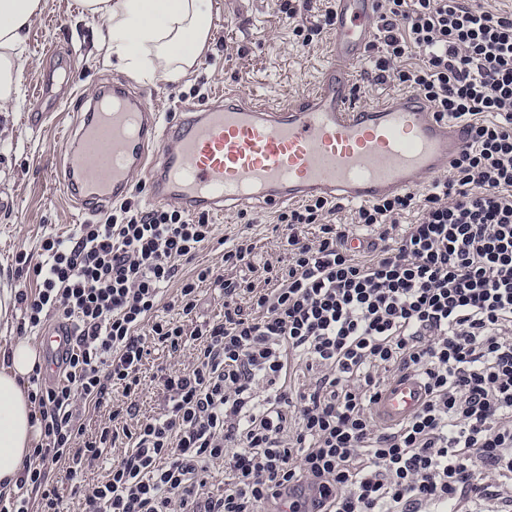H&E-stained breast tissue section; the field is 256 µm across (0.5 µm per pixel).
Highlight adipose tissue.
Instances as JSON below:
<instances>
[{
  "label": "adipose tissue",
  "instance_id": "adipose-tissue-1",
  "mask_svg": "<svg viewBox=\"0 0 512 512\" xmlns=\"http://www.w3.org/2000/svg\"><path fill=\"white\" fill-rule=\"evenodd\" d=\"M42 8L43 0H0V112L16 109L26 34ZM80 12L107 25L99 46L104 61L139 80L187 75L212 38L207 0H80ZM41 363L28 338L0 349V491L14 488L39 438L23 384Z\"/></svg>",
  "mask_w": 512,
  "mask_h": 512
}]
</instances>
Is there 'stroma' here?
<instances>
[{"label":"stroma","instance_id":"1","mask_svg":"<svg viewBox=\"0 0 512 512\" xmlns=\"http://www.w3.org/2000/svg\"><path fill=\"white\" fill-rule=\"evenodd\" d=\"M225 2L211 0L210 49L193 73L177 81L151 82L127 78L125 72L96 60L95 46L106 27L100 21L83 20L78 0H44V10L26 38L29 58L23 70L21 105L18 111L0 113V200L7 202L0 208V289L34 294L36 282L19 273L17 255L23 253L31 262H40L45 238L68 237L78 225L77 210L55 187L54 178L68 148L63 135L80 116V100L92 98L109 82L124 79L133 90L158 104L161 120L167 123L186 106L211 104L230 89L270 106L314 91L331 57V27H324L313 42L305 44L293 35L275 0H241L235 9L227 8ZM58 55L69 58L73 67L68 100L40 122H32L30 114L36 104L29 90L40 71ZM351 80L364 105L379 104L403 90L396 81L375 80L365 58L353 66ZM276 216L273 210L251 208L243 215L214 217L212 241L202 246L192 263L183 266L182 277L195 276L205 267L223 271L222 242L239 235L251 237L255 267L283 255L286 230L277 224ZM189 361V352L173 354L151 346L142 367L143 384L133 397L139 418L156 415L163 407L164 395L156 380L158 368L178 369Z\"/></svg>","mask_w":512,"mask_h":512}]
</instances>
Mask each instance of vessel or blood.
I'll return each instance as SVG.
<instances>
[{
  "instance_id": "obj_1",
  "label": "vessel or blood",
  "mask_w": 512,
  "mask_h": 512,
  "mask_svg": "<svg viewBox=\"0 0 512 512\" xmlns=\"http://www.w3.org/2000/svg\"><path fill=\"white\" fill-rule=\"evenodd\" d=\"M378 0H334L332 60L315 92L274 109L228 93L164 125L146 97L116 82L83 116L57 179L91 214L123 198L144 175L154 203L229 214L311 198L366 203L416 189L453 161L461 127L438 119L419 95L356 106L350 72L374 34ZM47 380L61 382L74 341L71 322L42 331ZM424 387L406 376L374 406L385 426L406 420Z\"/></svg>"
}]
</instances>
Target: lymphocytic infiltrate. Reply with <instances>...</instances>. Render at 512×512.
I'll return each mask as SVG.
<instances>
[{"mask_svg":"<svg viewBox=\"0 0 512 512\" xmlns=\"http://www.w3.org/2000/svg\"><path fill=\"white\" fill-rule=\"evenodd\" d=\"M414 50L421 65L404 66ZM368 51L379 77L467 139L449 176L358 206L352 223L321 198L280 212L287 255L263 264V287L207 268L179 279L211 218L132 199L45 239L42 262L19 256L38 285L20 298L28 328L56 315L76 336L63 382L29 380L40 440L0 512H59L51 469L77 475L122 435L111 390L135 392L152 343L193 360L161 369L162 411L124 434L87 512H512V15L482 0H380ZM208 279L222 321L187 332L156 318L174 281L181 314H196ZM302 366L314 377L299 387ZM407 373L426 397L381 426L372 408ZM83 405L108 412L91 439ZM218 462L227 479L211 494Z\"/></svg>","mask_w":512,"mask_h":512,"instance_id":"obj_1","label":"lymphocytic infiltrate"}]
</instances>
